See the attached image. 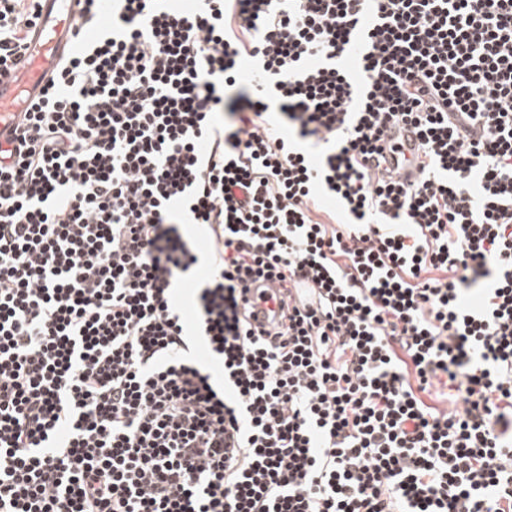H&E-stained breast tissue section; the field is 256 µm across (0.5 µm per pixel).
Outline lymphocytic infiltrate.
<instances>
[{
  "label": "lymphocytic infiltrate",
  "instance_id": "obj_1",
  "mask_svg": "<svg viewBox=\"0 0 512 512\" xmlns=\"http://www.w3.org/2000/svg\"><path fill=\"white\" fill-rule=\"evenodd\" d=\"M75 8L0 149V512H512V0Z\"/></svg>",
  "mask_w": 512,
  "mask_h": 512
}]
</instances>
